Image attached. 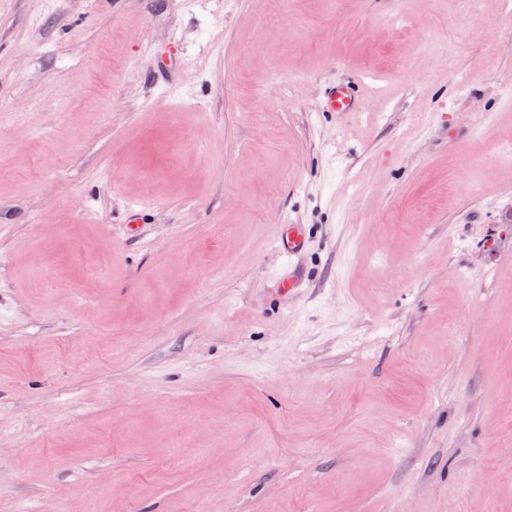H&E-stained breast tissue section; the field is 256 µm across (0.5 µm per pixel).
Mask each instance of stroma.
I'll return each instance as SVG.
<instances>
[{
	"mask_svg": "<svg viewBox=\"0 0 512 512\" xmlns=\"http://www.w3.org/2000/svg\"><path fill=\"white\" fill-rule=\"evenodd\" d=\"M0 512H512V0H0ZM326 100L330 112H358L361 107L360 98L347 86L331 87Z\"/></svg>",
	"mask_w": 512,
	"mask_h": 512,
	"instance_id": "1",
	"label": "stroma"
}]
</instances>
